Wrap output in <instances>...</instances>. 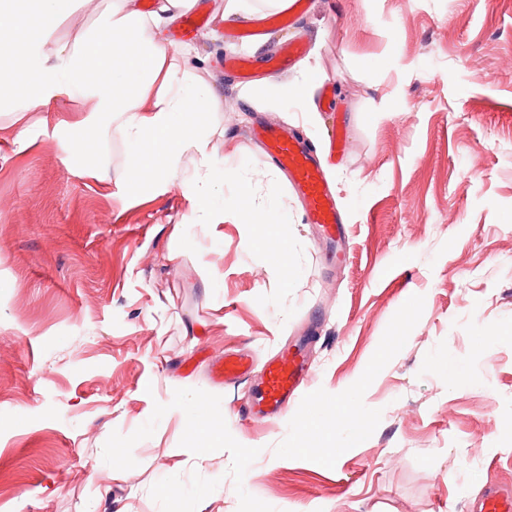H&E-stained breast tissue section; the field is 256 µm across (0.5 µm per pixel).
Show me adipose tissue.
Returning a JSON list of instances; mask_svg holds the SVG:
<instances>
[{"instance_id": "adipose-tissue-1", "label": "adipose tissue", "mask_w": 512, "mask_h": 512, "mask_svg": "<svg viewBox=\"0 0 512 512\" xmlns=\"http://www.w3.org/2000/svg\"><path fill=\"white\" fill-rule=\"evenodd\" d=\"M12 3L0 0V131L15 152L50 125L37 106L65 98L95 119L101 140L116 136L126 145V185L178 188L195 204L193 223L220 224L245 212L258 224L287 223L276 205L252 207L249 183L224 200L227 159L216 128L199 121L224 103L197 75L192 48L166 37L195 0H154L147 11L140 0H37L31 14ZM79 14L94 17V26L76 23Z\"/></svg>"}]
</instances>
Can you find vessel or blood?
<instances>
[{
  "instance_id": "1",
  "label": "vessel or blood",
  "mask_w": 512,
  "mask_h": 512,
  "mask_svg": "<svg viewBox=\"0 0 512 512\" xmlns=\"http://www.w3.org/2000/svg\"><path fill=\"white\" fill-rule=\"evenodd\" d=\"M204 23L200 8H193L184 16L181 27L175 32V40L196 36ZM304 51L305 46L300 42L282 46L276 57L269 61L271 71H287ZM248 137L261 145L263 160L287 172L289 185L305 201L308 222L320 227L325 240H335L341 232L342 215L314 152L279 125H256L249 130ZM250 369L248 356L228 353L213 363L211 377L216 383L230 384L245 377ZM306 381V361L301 351L280 348L264 368L255 403L240 411V418L259 422L282 414L289 405L299 401Z\"/></svg>"
}]
</instances>
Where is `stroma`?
I'll use <instances>...</instances> for the list:
<instances>
[{"label": "stroma", "instance_id": "stroma-1", "mask_svg": "<svg viewBox=\"0 0 512 512\" xmlns=\"http://www.w3.org/2000/svg\"><path fill=\"white\" fill-rule=\"evenodd\" d=\"M190 38L198 75L223 98L229 184L284 224L192 226L178 189L126 190L62 164L55 131L17 153L0 142V512H477L490 486L512 491V0H307L292 25L271 10ZM306 41L268 75L278 47ZM251 55L239 83L228 56ZM333 81L307 108L284 93L306 73ZM288 125L320 154L347 129L327 176L345 232L327 251L286 176L247 137L256 117ZM294 267L284 278L269 256ZM218 274L202 279L201 264ZM298 340L312 378L301 405L229 421L204 466L194 407H249L258 376L215 385L210 365L248 348L263 365ZM462 365L454 379L442 360ZM358 401L360 433L310 445L316 409ZM118 449L124 469L110 465ZM178 476L181 494L159 490Z\"/></svg>", "mask_w": 512, "mask_h": 512}]
</instances>
